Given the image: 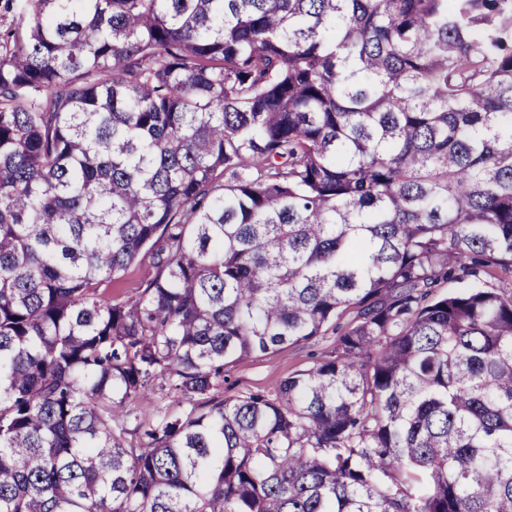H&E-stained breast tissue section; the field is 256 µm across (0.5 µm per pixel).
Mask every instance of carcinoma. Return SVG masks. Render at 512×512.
<instances>
[{
    "mask_svg": "<svg viewBox=\"0 0 512 512\" xmlns=\"http://www.w3.org/2000/svg\"><path fill=\"white\" fill-rule=\"evenodd\" d=\"M0 37V512H512V0H24ZM145 288L99 289L146 257ZM351 322L264 393L239 363ZM162 380L183 412L132 400ZM145 441H126L128 422Z\"/></svg>",
    "mask_w": 512,
    "mask_h": 512,
    "instance_id": "obj_1",
    "label": "carcinoma"
}]
</instances>
